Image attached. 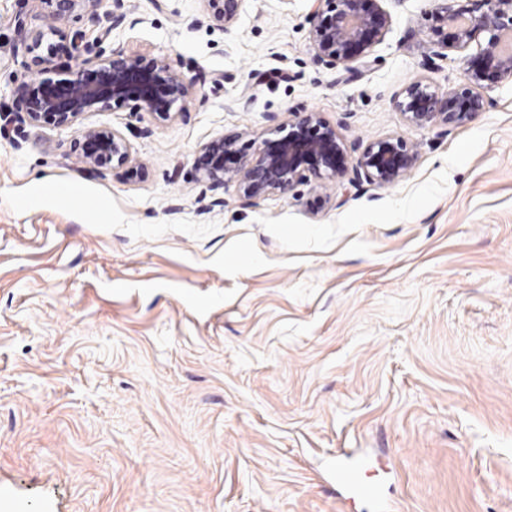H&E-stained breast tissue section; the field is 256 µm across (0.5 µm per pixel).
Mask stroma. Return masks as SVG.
Listing matches in <instances>:
<instances>
[{
	"mask_svg": "<svg viewBox=\"0 0 512 512\" xmlns=\"http://www.w3.org/2000/svg\"><path fill=\"white\" fill-rule=\"evenodd\" d=\"M313 3L246 0L227 31L199 0H123L112 47L198 79L174 121L83 118L130 142L138 179L83 171L80 126L13 111L16 23L40 7L0 0V495L19 512H512V84L448 133L411 126L405 86L470 67L434 55V0H384L351 78L313 63ZM297 109L418 160L390 187L204 194L205 144ZM342 448L381 500L340 503Z\"/></svg>",
	"mask_w": 512,
	"mask_h": 512,
	"instance_id": "obj_1",
	"label": "stroma"
}]
</instances>
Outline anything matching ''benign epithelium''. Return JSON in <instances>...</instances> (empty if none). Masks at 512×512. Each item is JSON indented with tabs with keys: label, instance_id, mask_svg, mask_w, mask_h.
Listing matches in <instances>:
<instances>
[{
	"label": "benign epithelium",
	"instance_id": "benign-epithelium-1",
	"mask_svg": "<svg viewBox=\"0 0 512 512\" xmlns=\"http://www.w3.org/2000/svg\"><path fill=\"white\" fill-rule=\"evenodd\" d=\"M42 17L49 29L59 30L73 19L87 15L97 19L99 0H39ZM205 14L231 29L245 0H200ZM311 12V52L316 64L327 69L343 67L366 56L382 41L391 15L380 0H316ZM431 44L442 49L465 50L476 44L468 80L450 91H440L423 80L409 83L395 101L404 120L419 128H449L472 122L486 110L482 90L512 81V48L504 37L512 34V0H436ZM126 21L122 0L91 39L77 31L72 45L87 58L74 68L65 66L66 77L58 78L52 64V49L42 53L44 33L28 32V60L24 67L37 78L22 81L13 89L15 111L26 115L33 125L70 127L89 112H102L122 105L145 109L159 122H170L186 112L193 95L195 78L186 76L168 55H128L110 45L112 31ZM268 137L251 153L242 152L245 132L224 135L206 144L196 159V170L207 189L217 192L228 183L236 184L240 197L252 203L269 195L286 196L300 185L323 190L336 179L352 184L366 181L389 187L402 181L413 169L417 145L398 135H388L353 146V158L336 132L313 110L288 112L281 122L271 115ZM235 158L224 165V158ZM77 159L82 168L100 173L108 169L141 172L131 144L117 131L85 127L81 130Z\"/></svg>",
	"mask_w": 512,
	"mask_h": 512
}]
</instances>
